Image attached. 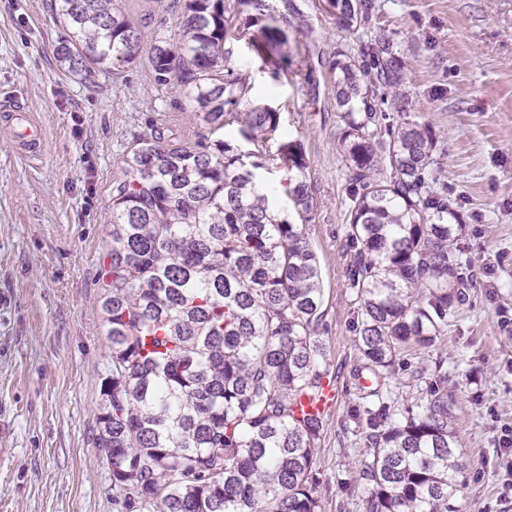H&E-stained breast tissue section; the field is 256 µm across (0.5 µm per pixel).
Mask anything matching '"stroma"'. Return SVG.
I'll return each instance as SVG.
<instances>
[{
  "mask_svg": "<svg viewBox=\"0 0 512 512\" xmlns=\"http://www.w3.org/2000/svg\"><path fill=\"white\" fill-rule=\"evenodd\" d=\"M290 22L288 67L238 47L249 98L281 115L300 140L314 214L307 237L323 284L329 376L339 394L317 448L315 493L323 512H361L363 485L344 490L364 447L348 420L360 391L347 286L349 177L328 72L343 39L321 0H266ZM372 30L395 32L407 88L443 152L442 183L464 230L455 257L470 277L437 349L448 358V394L464 459L455 512H512V0H371ZM143 25V44L180 39L181 8L120 0ZM66 31L54 0H0V512H118L95 446L108 355L100 300L112 224V182L135 137L158 129L196 138L209 129L177 83L157 85L147 55L66 73L55 49ZM35 113L42 153L24 155L4 114Z\"/></svg>",
  "mask_w": 512,
  "mask_h": 512,
  "instance_id": "1",
  "label": "stroma"
}]
</instances>
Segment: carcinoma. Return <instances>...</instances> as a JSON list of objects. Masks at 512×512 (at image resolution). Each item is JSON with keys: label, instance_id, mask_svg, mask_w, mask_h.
I'll use <instances>...</instances> for the list:
<instances>
[{"label": "carcinoma", "instance_id": "carcinoma-1", "mask_svg": "<svg viewBox=\"0 0 512 512\" xmlns=\"http://www.w3.org/2000/svg\"><path fill=\"white\" fill-rule=\"evenodd\" d=\"M183 2L182 41L149 52L154 82L176 81L210 126L193 143L136 138L112 183V250L101 297L108 341L96 447L120 512H322L314 495L323 418L297 411L322 389L319 260L307 161L279 141L280 113L243 101L247 79L228 61L242 42L279 77L290 35L265 0ZM346 44L329 66L350 172L348 288L356 305L362 391L350 417L365 423L356 480L363 512H451L464 468L439 356L425 395L387 400L386 381L436 346L467 277L454 259L463 224L436 190L443 166L429 124L413 115L405 58L369 0H324ZM72 38L67 71L134 63L140 27L119 0H58ZM400 123L382 125L385 99ZM234 128L248 143L223 138ZM288 172L299 222L279 217L259 171Z\"/></svg>", "mask_w": 512, "mask_h": 512}]
</instances>
